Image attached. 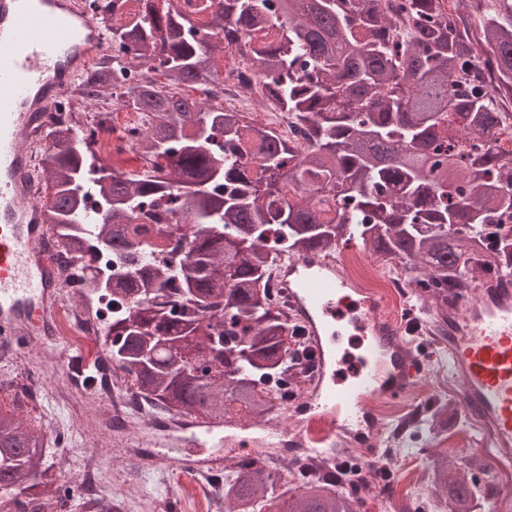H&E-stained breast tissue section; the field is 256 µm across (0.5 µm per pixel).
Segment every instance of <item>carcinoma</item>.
I'll list each match as a JSON object with an SVG mask.
<instances>
[{
	"instance_id": "1",
	"label": "carcinoma",
	"mask_w": 512,
	"mask_h": 512,
	"mask_svg": "<svg viewBox=\"0 0 512 512\" xmlns=\"http://www.w3.org/2000/svg\"><path fill=\"white\" fill-rule=\"evenodd\" d=\"M92 2L112 53L71 91L139 113L147 170L100 180V217L82 223L91 161L77 112L42 153L43 216L77 270L89 267L90 239L112 253L110 269L80 275L68 297L94 315L105 295L130 299L102 348L156 410L208 422L276 413L265 389L287 382L295 329L266 281L283 252L360 241L435 305L475 273L512 272V154L497 145L512 128V0H206L203 32L171 0H135L132 15ZM233 49L253 58L263 94L305 127L307 147L178 92L212 81L211 56ZM287 183L301 187L288 200ZM161 201L175 223L163 213L144 223ZM178 226L186 251L172 264L161 255ZM450 421L463 431L436 402L413 435L437 440ZM53 468L46 436L0 408V512H47ZM475 477L435 464L419 494L432 512H475ZM295 478L286 499L271 473L242 464L224 512H360L337 484ZM78 508L114 512L82 494Z\"/></svg>"
}]
</instances>
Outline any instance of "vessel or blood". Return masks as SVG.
<instances>
[{
    "mask_svg": "<svg viewBox=\"0 0 512 512\" xmlns=\"http://www.w3.org/2000/svg\"><path fill=\"white\" fill-rule=\"evenodd\" d=\"M106 40L79 0H0V332L55 336L62 303L57 267L41 247L48 227L35 200V147L47 135L54 102ZM296 318L315 342L323 376L313 390L301 427H263L259 448H277L308 429L305 447L334 456L340 439L369 421V405L381 396L403 397L424 366L401 324L365 297L349 318L365 332L373 356L351 381L337 379L343 356L333 324L336 299L352 284L339 263L315 251L281 256ZM422 319L438 342L448 376L461 385L468 417L491 450L512 457V274L449 298ZM215 424H201L184 438L169 462L220 463L225 438Z\"/></svg>",
    "mask_w": 512,
    "mask_h": 512,
    "instance_id": "b4317fda",
    "label": "vessel or blood"
}]
</instances>
